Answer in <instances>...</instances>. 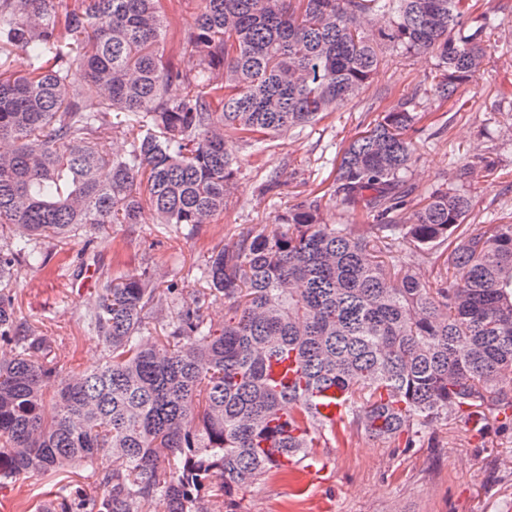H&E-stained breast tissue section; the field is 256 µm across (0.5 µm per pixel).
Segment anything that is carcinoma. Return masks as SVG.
I'll list each match as a JSON object with an SVG mask.
<instances>
[{
    "label": "carcinoma",
    "mask_w": 512,
    "mask_h": 512,
    "mask_svg": "<svg viewBox=\"0 0 512 512\" xmlns=\"http://www.w3.org/2000/svg\"><path fill=\"white\" fill-rule=\"evenodd\" d=\"M512 0H198L168 53L163 0H0V479L97 467L102 495L43 512H201L352 431L410 442L430 423L493 410L512 424V223L467 224L465 184L411 210L417 94L331 159L347 223L321 197L211 249L187 284L150 268L110 277L82 312L106 352L51 397L61 359L17 315L10 271L46 264L49 242L80 229L155 223L189 240L224 212L239 151L302 133L357 98L382 61L426 52L445 102L478 72ZM377 27L379 41L363 29ZM16 50L29 71L10 70ZM185 86L180 98L171 83ZM95 97L99 107L86 109ZM119 132L128 148L107 152ZM435 270L424 281L398 253ZM224 301V322L206 314ZM295 358L306 387L280 391L267 364ZM339 388L336 425L308 389Z\"/></svg>",
    "instance_id": "1"
}]
</instances>
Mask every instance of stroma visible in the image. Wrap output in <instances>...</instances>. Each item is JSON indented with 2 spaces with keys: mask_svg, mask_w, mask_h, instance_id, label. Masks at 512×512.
Instances as JSON below:
<instances>
[{
  "mask_svg": "<svg viewBox=\"0 0 512 512\" xmlns=\"http://www.w3.org/2000/svg\"><path fill=\"white\" fill-rule=\"evenodd\" d=\"M512 17L491 40L480 71L459 100L441 102L430 89L429 54L388 56L358 99L303 138L271 139L263 153L245 156L241 173L224 207L192 240L151 220L109 224L94 242L75 236L61 242L63 252L83 260L79 274L49 278L38 265L15 272V307L54 339L63 373L96 366L102 348L81 314L105 278L148 264L170 276L192 279L213 247L234 249L240 236L290 206L330 188L321 159L347 144L380 112L419 93L424 117L413 132L416 197L465 179L472 199L470 223L489 217L512 222V100L500 87L512 81ZM280 183L264 186L270 176ZM485 435L450 422L423 429L415 447L352 434L341 447L320 449L322 475L303 471L261 479L251 487L209 502L210 512H512V433L498 431L494 413L486 415ZM91 467L67 479L31 476L0 484V512H35L45 498L101 495Z\"/></svg>",
  "mask_w": 512,
  "mask_h": 512,
  "instance_id": "1",
  "label": "stroma"
}]
</instances>
